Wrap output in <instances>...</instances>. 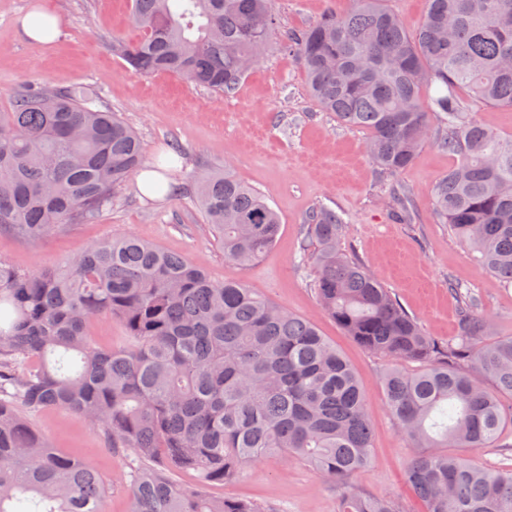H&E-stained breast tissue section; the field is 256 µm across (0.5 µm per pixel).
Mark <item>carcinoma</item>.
Here are the masks:
<instances>
[{"instance_id": "obj_1", "label": "carcinoma", "mask_w": 512, "mask_h": 512, "mask_svg": "<svg viewBox=\"0 0 512 512\" xmlns=\"http://www.w3.org/2000/svg\"><path fill=\"white\" fill-rule=\"evenodd\" d=\"M385 2L354 0L343 15L282 33L272 0H132L143 37L112 49L144 75L170 72L226 93L281 34L311 99L367 133L381 170L400 174L430 142L457 156L434 210L482 269L512 285V136L465 119L459 97L512 108V0H427L413 33ZM433 85L440 94L424 97ZM92 97L83 87H24L0 112V233L38 240L89 222L144 164L135 132L91 108ZM188 193L226 261L249 266L276 243L277 212L228 171L204 174ZM343 229L336 211L312 210L303 256L325 313L386 362L385 405L415 449L407 489L426 512H512V466L476 460L491 445L512 449V402L502 401L512 397V336L497 335L455 283L459 336L426 335L371 270L339 251ZM101 317L123 325V348L87 334ZM405 361L418 369L404 371ZM23 409L67 412L112 452L132 454L129 512H266L209 488L271 454L337 488L336 512H401L397 499L354 485L371 465L373 421L358 376L316 326L132 233L37 274L0 261V512H106L96 465L57 451ZM184 471L196 473L194 485L174 479Z\"/></svg>"}]
</instances>
